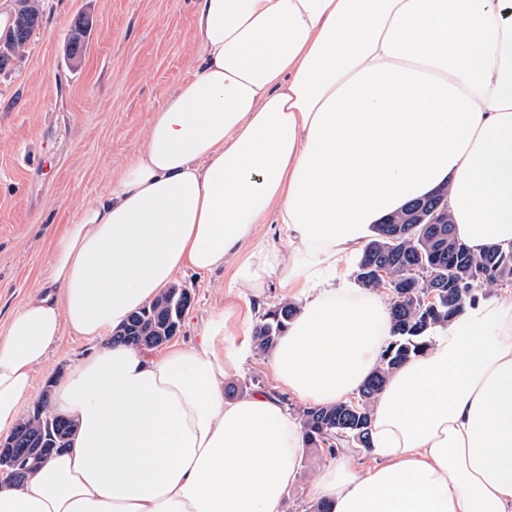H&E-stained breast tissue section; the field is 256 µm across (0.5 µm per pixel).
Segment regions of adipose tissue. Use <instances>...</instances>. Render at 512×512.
<instances>
[{
    "label": "adipose tissue",
    "mask_w": 512,
    "mask_h": 512,
    "mask_svg": "<svg viewBox=\"0 0 512 512\" xmlns=\"http://www.w3.org/2000/svg\"><path fill=\"white\" fill-rule=\"evenodd\" d=\"M195 17V78L0 335V436L64 332L98 343L54 385L69 448L0 489V512H281L302 428L275 395L224 397L253 354L249 313L227 307L157 358L110 332L184 269L229 264L238 290L298 306L277 386L335 404L392 339L386 302L352 279L376 224L441 187L473 253L512 244V0H195ZM368 454L319 476L331 512H512L511 289L390 375Z\"/></svg>",
    "instance_id": "1"
}]
</instances>
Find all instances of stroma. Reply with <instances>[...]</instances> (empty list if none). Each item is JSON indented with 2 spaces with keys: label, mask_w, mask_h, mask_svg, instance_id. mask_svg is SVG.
I'll use <instances>...</instances> for the list:
<instances>
[{
  "label": "stroma",
  "mask_w": 512,
  "mask_h": 512,
  "mask_svg": "<svg viewBox=\"0 0 512 512\" xmlns=\"http://www.w3.org/2000/svg\"><path fill=\"white\" fill-rule=\"evenodd\" d=\"M41 8L42 24L20 66L0 73V330L46 278L64 225L137 155L154 109L195 73L193 0H41ZM81 16L90 26L74 61L67 40ZM44 152L54 165L42 173L32 160ZM231 278L228 267L178 275L191 303L168 346L198 339L216 313L236 303ZM95 348L64 333L37 368L25 412ZM330 461L326 450L304 448L284 512H303Z\"/></svg>",
  "instance_id": "stroma-1"
}]
</instances>
